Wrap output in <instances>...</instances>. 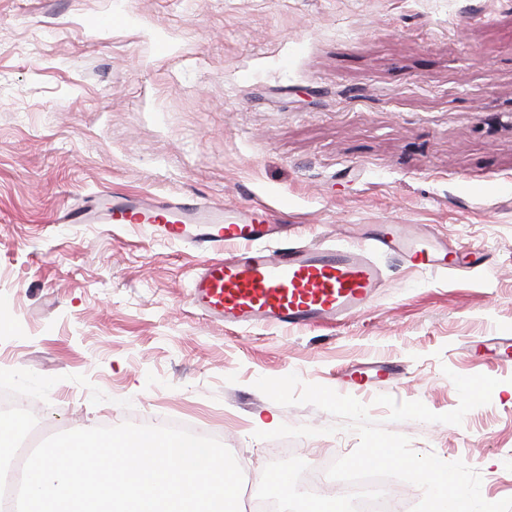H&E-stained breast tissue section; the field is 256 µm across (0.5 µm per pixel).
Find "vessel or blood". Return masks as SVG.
I'll list each match as a JSON object with an SVG mask.
<instances>
[{
  "instance_id": "b4317fda",
  "label": "vessel or blood",
  "mask_w": 512,
  "mask_h": 512,
  "mask_svg": "<svg viewBox=\"0 0 512 512\" xmlns=\"http://www.w3.org/2000/svg\"><path fill=\"white\" fill-rule=\"evenodd\" d=\"M78 224H149L162 240L192 245L205 258L192 277L193 304L202 315L247 329L305 330L338 324L367 308L384 271L381 252L424 270L447 271L451 263L435 242L407 224H381L362 246L281 245L267 248L270 220L254 210L206 202L159 201L116 195L102 215L75 210ZM227 244L244 250L224 260L209 259Z\"/></svg>"
}]
</instances>
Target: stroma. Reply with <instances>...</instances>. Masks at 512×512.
I'll return each instance as SVG.
<instances>
[{"instance_id":"35a3bbf8","label":"stroma","mask_w":512,"mask_h":512,"mask_svg":"<svg viewBox=\"0 0 512 512\" xmlns=\"http://www.w3.org/2000/svg\"><path fill=\"white\" fill-rule=\"evenodd\" d=\"M107 193L259 206L295 245L411 224L481 265L382 255L340 324L231 328L192 303V246L64 222ZM0 318V386L43 437L166 417L252 482L321 469L358 438L254 386L295 373L512 497V0H0ZM271 420L317 433L256 438Z\"/></svg>"}]
</instances>
